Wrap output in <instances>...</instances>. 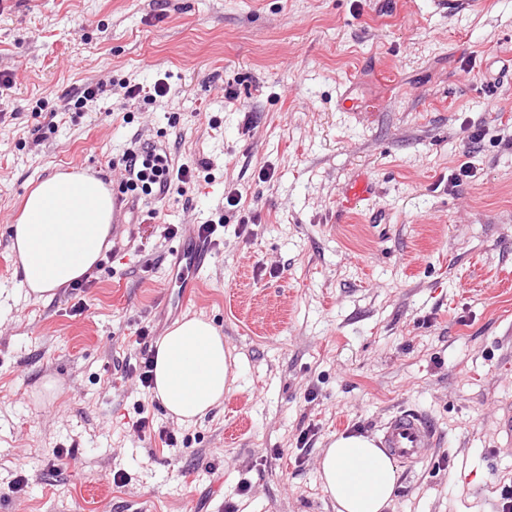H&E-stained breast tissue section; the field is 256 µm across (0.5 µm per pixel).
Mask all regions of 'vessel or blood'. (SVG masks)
<instances>
[{"instance_id": "1", "label": "vessel or blood", "mask_w": 512, "mask_h": 512, "mask_svg": "<svg viewBox=\"0 0 512 512\" xmlns=\"http://www.w3.org/2000/svg\"><path fill=\"white\" fill-rule=\"evenodd\" d=\"M374 190L372 181L366 175H358L341 192L337 208V219H344L357 209L358 205L369 199ZM212 252L210 242L194 238L191 244L184 246L182 253L186 259L188 278L185 287H194L195 274L205 265ZM435 432L431 424L421 415L399 411L391 415L381 427V446L400 463L412 466L424 460L428 448L434 442Z\"/></svg>"}]
</instances>
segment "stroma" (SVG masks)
<instances>
[{"mask_svg": "<svg viewBox=\"0 0 512 512\" xmlns=\"http://www.w3.org/2000/svg\"><path fill=\"white\" fill-rule=\"evenodd\" d=\"M510 65L512 0L461 12L435 0H0V74L13 80L0 95V512H334L321 449L339 433L377 437L398 410L428 419L435 442L401 468L388 512H499L512 481V144L492 133L512 125ZM159 80L168 95L124 121L123 83ZM90 85L96 98L68 108ZM346 89L377 111H340ZM52 109L63 118L38 139ZM480 127L490 134L473 153ZM133 142L209 159L211 177L156 199V222L130 193L85 291L25 297L9 234L25 196L60 172L116 189L112 164ZM466 161L474 177L452 186ZM360 171L374 193L335 223ZM232 188L243 208L179 304L187 229ZM165 224L185 231L163 238ZM192 315L220 330L239 377L187 425L112 374L137 359V328L159 338ZM139 400L190 449L138 437ZM58 448L77 464L51 471ZM21 475L25 491L11 493Z\"/></svg>", "mask_w": 512, "mask_h": 512, "instance_id": "obj_1", "label": "stroma"}]
</instances>
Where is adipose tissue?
<instances>
[{
  "label": "adipose tissue",
  "mask_w": 512,
  "mask_h": 512,
  "mask_svg": "<svg viewBox=\"0 0 512 512\" xmlns=\"http://www.w3.org/2000/svg\"><path fill=\"white\" fill-rule=\"evenodd\" d=\"M112 194L84 173H57L26 197L10 245L21 285L37 301L91 275L112 242ZM237 358L220 331L193 316L156 344L153 394L181 424L204 418L224 402L237 378ZM318 476L336 512H388L399 484L392 458L373 437L341 434L318 457Z\"/></svg>",
  "instance_id": "adipose-tissue-1"
}]
</instances>
